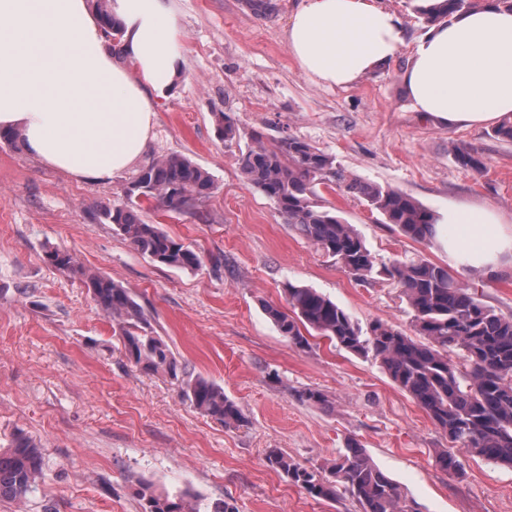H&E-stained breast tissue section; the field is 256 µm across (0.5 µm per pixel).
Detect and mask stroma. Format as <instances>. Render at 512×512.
<instances>
[{
	"mask_svg": "<svg viewBox=\"0 0 512 512\" xmlns=\"http://www.w3.org/2000/svg\"><path fill=\"white\" fill-rule=\"evenodd\" d=\"M275 2L264 18L248 0H172L184 74L159 103L147 155L187 156L217 189L203 217L149 207L143 216L193 244L199 270L153 262L97 223L100 206L121 202L129 173L78 180L20 144L0 143V446L19 435L44 450L36 489L19 502L0 499V512H143V483L190 491L202 512L222 501L237 512H358L348 494L311 497L266 461L276 449L317 468L353 442L416 512H512V468L465 457L457 472L443 470L436 457L448 438L379 361L324 338L301 348L280 335L265 308H286L289 281L329 297L365 332L377 322L410 331L412 312L400 288L357 282L283 224L240 168L253 132L268 144L290 134L436 216L472 203L512 225V143L488 127L437 126L413 110L402 77L428 29L415 0H377L400 18L405 44L390 65L348 87L317 84L299 68L284 39L294 0ZM222 113L239 127L233 141L218 135ZM454 144L478 152L484 170L460 166L448 152ZM322 197L378 264L416 256L448 264L438 239L405 237L343 191ZM48 246L128 288L187 374L214 381L237 403L242 425L200 413L181 396L180 380L129 362L117 322L79 279L45 261ZM452 273L496 312L512 314V266ZM307 389L326 403L303 401Z\"/></svg>",
	"mask_w": 512,
	"mask_h": 512,
	"instance_id": "obj_1",
	"label": "stroma"
}]
</instances>
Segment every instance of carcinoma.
Segmentation results:
<instances>
[{
  "label": "carcinoma",
  "instance_id": "1",
  "mask_svg": "<svg viewBox=\"0 0 512 512\" xmlns=\"http://www.w3.org/2000/svg\"><path fill=\"white\" fill-rule=\"evenodd\" d=\"M91 2L108 38L118 42L120 27L112 17L111 0ZM488 4L512 9V0H443L430 9L420 7L418 12L426 23L435 25ZM216 122L224 140L237 137L238 128L229 115L219 114ZM451 151L461 166L475 171L482 168L473 150L454 145ZM241 172L250 185L274 201L283 223L333 257L356 280L366 282L380 274L393 280L413 312L415 336L378 322L365 337L331 299L291 282L284 286L289 309L266 307L279 333L307 347L304 332L311 330L340 349L372 355L459 452L512 467V315L495 312L448 268L428 260H396L377 266L361 236L336 208L321 203L320 188L336 186L362 198L384 223L418 242L433 236L435 214L398 189L347 174L335 158L290 135L272 145L255 137L242 157ZM214 189L208 172L188 157L160 156L138 167L122 188L123 201L100 208L95 219L112 225L113 231L153 261L197 270L203 263L201 253L158 225L146 223L143 202L155 201L169 212L202 218L201 205ZM45 258L56 270L81 279L99 310L120 321L123 348L131 362L146 371L178 377L180 367L173 352L154 335L142 306L128 289L107 275L87 270L66 250L48 249ZM451 350L458 351L459 362L448 359ZM183 395L194 408L226 426L243 422L237 404L210 380L197 376L184 381ZM267 463L314 498L333 500L342 488L360 512H414L397 485L356 443L325 471L302 467L277 450L269 452ZM42 471L43 449L32 439L16 438L0 450V498H25ZM137 496L144 501V512H199L187 491L171 495L144 485Z\"/></svg>",
  "mask_w": 512,
  "mask_h": 512
}]
</instances>
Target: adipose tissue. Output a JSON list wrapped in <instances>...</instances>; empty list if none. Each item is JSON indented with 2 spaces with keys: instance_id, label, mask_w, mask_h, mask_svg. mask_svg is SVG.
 I'll list each match as a JSON object with an SVG mask.
<instances>
[{
  "instance_id": "ef3b65f1",
  "label": "adipose tissue",
  "mask_w": 512,
  "mask_h": 512,
  "mask_svg": "<svg viewBox=\"0 0 512 512\" xmlns=\"http://www.w3.org/2000/svg\"><path fill=\"white\" fill-rule=\"evenodd\" d=\"M112 13L115 44L89 0H0V128L77 179H110L145 155L182 73L169 0H112ZM285 39L313 81L344 86L389 64L404 30L374 0H298ZM403 82L416 111L451 129L512 118V11L489 4L431 26ZM444 224L455 264H512V226L493 210L463 204Z\"/></svg>"
}]
</instances>
